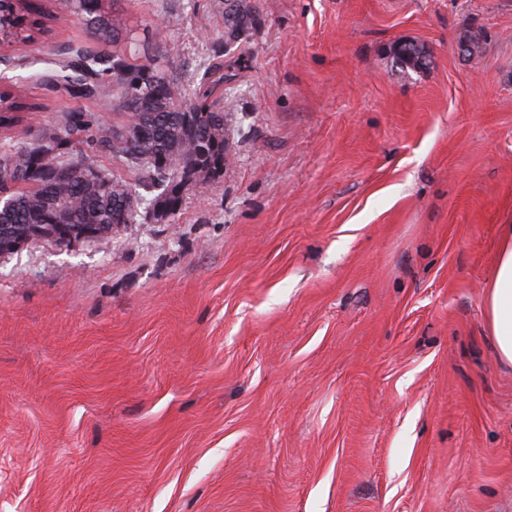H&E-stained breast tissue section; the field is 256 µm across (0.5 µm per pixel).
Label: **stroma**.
<instances>
[{
	"instance_id": "stroma-1",
	"label": "stroma",
	"mask_w": 512,
	"mask_h": 512,
	"mask_svg": "<svg viewBox=\"0 0 512 512\" xmlns=\"http://www.w3.org/2000/svg\"><path fill=\"white\" fill-rule=\"evenodd\" d=\"M250 2L223 176L165 221L0 259V512H512L483 308L512 224V0ZM111 7L113 43L64 10L27 60L0 42L32 107L10 136L122 123L42 82L59 49L185 81L224 44V0ZM400 39L426 68L396 67Z\"/></svg>"
}]
</instances>
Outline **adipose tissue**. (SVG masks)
Returning a JSON list of instances; mask_svg holds the SVG:
<instances>
[{"mask_svg": "<svg viewBox=\"0 0 512 512\" xmlns=\"http://www.w3.org/2000/svg\"><path fill=\"white\" fill-rule=\"evenodd\" d=\"M486 317L500 359L512 365V225H503L494 277L484 297Z\"/></svg>", "mask_w": 512, "mask_h": 512, "instance_id": "1", "label": "adipose tissue"}]
</instances>
